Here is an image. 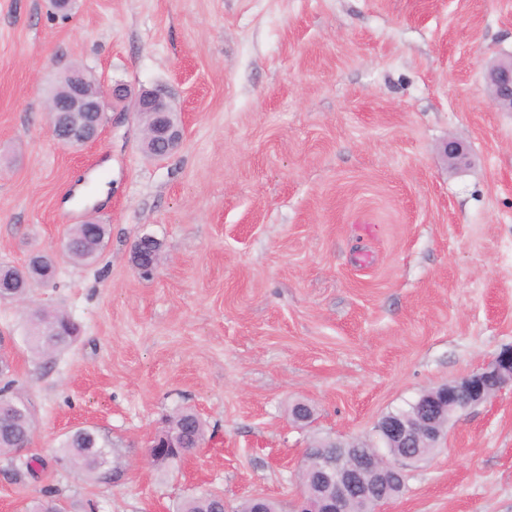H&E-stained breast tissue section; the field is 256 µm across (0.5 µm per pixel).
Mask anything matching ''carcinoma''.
Returning <instances> with one entry per match:
<instances>
[{
	"mask_svg": "<svg viewBox=\"0 0 512 512\" xmlns=\"http://www.w3.org/2000/svg\"><path fill=\"white\" fill-rule=\"evenodd\" d=\"M107 225L75 224L69 232L71 248L67 252L73 263L88 264L97 258L106 246ZM147 242L131 251L134 266H144L159 261L161 243L152 236ZM39 267L28 264L22 268L0 265V297L10 298L25 294L32 282L47 283L55 277V260L48 253L39 252ZM27 344L37 356L51 357L70 348L78 339L80 325L67 312L32 308L27 314ZM0 454H11L31 443L35 423L27 401L13 392L11 377L0 379ZM163 434H178L189 452H194L205 440V424L191 409L177 411L166 419ZM116 452L112 440L95 430L78 428L68 434L60 444L58 459L80 471L89 479L112 481V470L105 466V459ZM176 512H224V504L216 497L202 493L182 501Z\"/></svg>",
	"mask_w": 512,
	"mask_h": 512,
	"instance_id": "cac0c4a2",
	"label": "carcinoma"
}]
</instances>
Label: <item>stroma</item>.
Wrapping results in <instances>:
<instances>
[{
  "label": "stroma",
  "instance_id": "35a3bbf8",
  "mask_svg": "<svg viewBox=\"0 0 512 512\" xmlns=\"http://www.w3.org/2000/svg\"><path fill=\"white\" fill-rule=\"evenodd\" d=\"M511 52L512 0H75L64 17L0 0V264L56 252L90 206L109 229L94 264L59 258L28 291L81 325L68 350L34 356L0 301L46 463L19 479L0 457V512L48 489L68 512H175L207 491L224 512L254 495L293 512L317 440L373 441L512 347V112L483 81ZM76 66L103 91L166 88L181 147L148 157L131 111L59 147L47 105ZM449 139L468 164H447ZM145 235L162 244L148 278L130 262ZM186 407L206 439L158 470L148 442ZM80 427L116 444L119 482L57 464ZM387 512H512V386L453 415Z\"/></svg>",
  "mask_w": 512,
  "mask_h": 512
}]
</instances>
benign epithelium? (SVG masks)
I'll return each instance as SVG.
<instances>
[{
	"label": "benign epithelium",
	"instance_id": "benign-epithelium-1",
	"mask_svg": "<svg viewBox=\"0 0 512 512\" xmlns=\"http://www.w3.org/2000/svg\"><path fill=\"white\" fill-rule=\"evenodd\" d=\"M66 81L67 92L51 99V132L61 146L79 150L100 135L106 94H89L88 75L79 70L68 71ZM485 88L496 109L512 112V53L489 66ZM136 112L147 119L144 142L154 156L165 157L178 148L182 128L165 89L142 91ZM443 153L452 166L467 159L463 147L452 139L444 143ZM508 385H512V348L501 351L480 370L428 392L417 405V416L385 415L376 425L379 444L373 450L363 452L338 443L333 455L305 457L300 472L306 483L323 493L300 488L297 512H349L354 501L372 507L373 512H384L403 489L408 466L420 461V448L439 447L446 431L442 417L483 403Z\"/></svg>",
	"mask_w": 512,
	"mask_h": 512
}]
</instances>
